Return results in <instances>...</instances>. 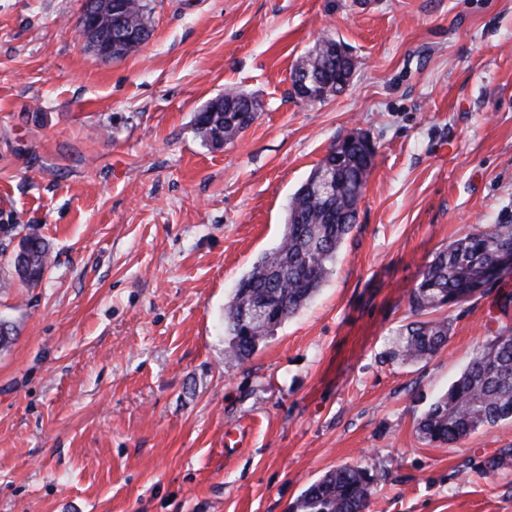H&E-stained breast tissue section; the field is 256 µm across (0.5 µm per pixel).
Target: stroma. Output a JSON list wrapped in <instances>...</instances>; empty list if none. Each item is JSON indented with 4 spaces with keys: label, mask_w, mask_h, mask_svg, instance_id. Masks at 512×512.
<instances>
[{
    "label": "stroma",
    "mask_w": 512,
    "mask_h": 512,
    "mask_svg": "<svg viewBox=\"0 0 512 512\" xmlns=\"http://www.w3.org/2000/svg\"><path fill=\"white\" fill-rule=\"evenodd\" d=\"M84 0H0V225L49 243L27 287L0 253V512H289L344 464L367 512H512V421L453 445L417 420L499 325L512 277L445 307L430 360L389 357L409 292L473 227L512 224V0H155L153 35L88 51ZM330 36L340 94L296 97ZM233 87L257 120L216 150L193 117ZM376 147L357 223L312 301L248 360L224 306L338 139ZM243 432L244 444L224 445Z\"/></svg>",
    "instance_id": "obj_1"
}]
</instances>
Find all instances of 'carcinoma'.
Instances as JSON below:
<instances>
[{"instance_id":"cac0c4a2","label":"carcinoma","mask_w":512,"mask_h":512,"mask_svg":"<svg viewBox=\"0 0 512 512\" xmlns=\"http://www.w3.org/2000/svg\"><path fill=\"white\" fill-rule=\"evenodd\" d=\"M153 0H124L120 23L151 37ZM346 44L325 37L302 56L291 75L307 67L322 82L311 94L323 99L347 86L340 63ZM258 103L235 89L208 102L193 118L196 132L214 148L234 142L257 118ZM375 146L360 132L338 140L324 157L336 163V197L326 200L308 190L311 179L292 194L284 231L278 244L263 253L239 280L224 309L225 357L243 362L278 327L296 315L333 274L338 249L357 221V202L373 166ZM506 247L512 248V224L476 227L439 250L409 293L416 320L395 334L390 357L402 364L426 361L447 342L445 319L419 320L449 304L473 297V286ZM50 248L35 230L21 237L13 272L30 288L39 285L49 266ZM255 305L271 310L254 321L247 310ZM512 419V327L501 326L488 337L448 390L431 401L417 423L429 443L452 444L476 430ZM512 467V448L489 457L486 472ZM374 475L358 465L341 466L309 484L292 512H366Z\"/></svg>"}]
</instances>
